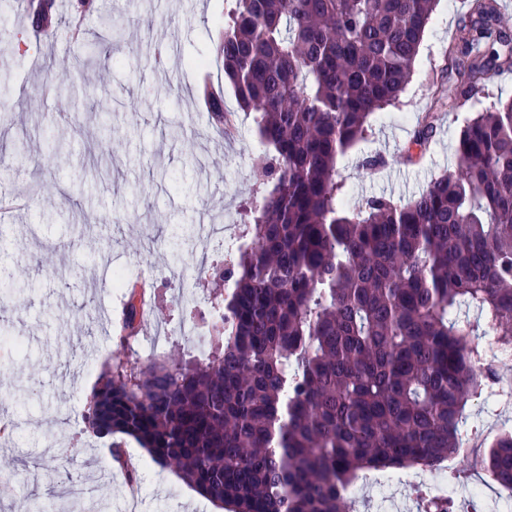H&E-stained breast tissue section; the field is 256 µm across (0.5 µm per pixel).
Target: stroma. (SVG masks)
Instances as JSON below:
<instances>
[{
    "label": "stroma",
    "instance_id": "stroma-1",
    "mask_svg": "<svg viewBox=\"0 0 512 512\" xmlns=\"http://www.w3.org/2000/svg\"><path fill=\"white\" fill-rule=\"evenodd\" d=\"M70 0H57L54 28L36 29L22 0L0 24V205L24 208L0 225V262L28 289L0 304V410L19 427L0 429V457L26 459L27 483L0 499V512H28L53 502L57 512H124L129 480L111 461L109 443L83 432L81 414L103 372L145 356V340L122 339L129 291L100 277L128 273L132 284L150 274L156 322L179 326L197 316L176 303L170 283L212 297L197 273L202 239L170 238L173 224L213 223L240 228L262 194L252 159L262 149L252 116L238 110L217 57V33L235 0H97L98 16L76 19ZM467 0H439L420 46L415 69L396 105L375 111L366 137L338 155L337 179L347 205L385 197L403 205L455 163L459 133L477 114L512 99V73L498 74L461 108L442 113L425 149L410 146L418 115L431 101L433 78ZM112 17L123 39L106 64L110 78L95 85L93 71L75 75L43 112L21 106L22 91L41 82L49 60L78 61L103 34L100 17ZM206 62L198 71L195 60ZM223 101L234 128L216 141L210 104ZM65 106L84 130L64 152H44V111ZM385 165L367 169L365 157ZM166 272L170 283L158 279ZM124 449L144 485L142 512H217L171 471L160 470L133 439ZM361 472L353 487L356 512H384L391 495L416 512L430 481L425 468L398 470L376 483Z\"/></svg>",
    "mask_w": 512,
    "mask_h": 512
}]
</instances>
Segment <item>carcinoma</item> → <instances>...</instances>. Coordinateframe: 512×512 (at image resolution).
I'll list each match as a JSON object with an SVG mask.
<instances>
[{"instance_id":"obj_1","label":"carcinoma","mask_w":512,"mask_h":512,"mask_svg":"<svg viewBox=\"0 0 512 512\" xmlns=\"http://www.w3.org/2000/svg\"><path fill=\"white\" fill-rule=\"evenodd\" d=\"M437 0H235L219 32L239 107L253 114L264 193L212 303L210 356L109 372L84 430L133 438L230 512H350L363 470L457 453L465 412L496 373L478 335L512 348V100L469 121L457 170L397 206L347 209L337 156L408 81ZM512 71L499 0H469L438 84L453 111ZM432 115L419 119L423 146ZM476 311L470 319L468 310ZM481 464L512 491V432Z\"/></svg>"}]
</instances>
